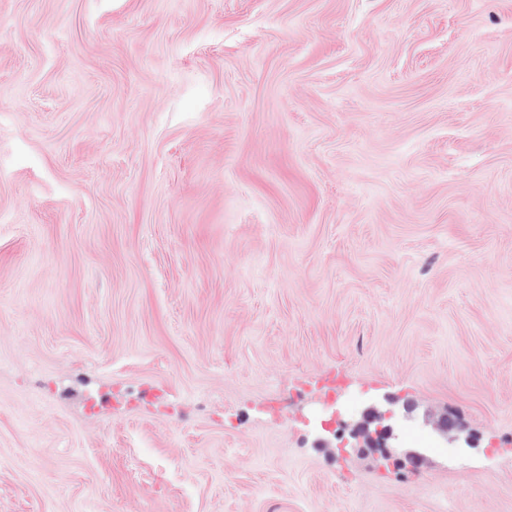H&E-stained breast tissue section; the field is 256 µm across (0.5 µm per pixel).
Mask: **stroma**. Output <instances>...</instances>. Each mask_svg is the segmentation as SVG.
<instances>
[{"instance_id": "obj_1", "label": "stroma", "mask_w": 512, "mask_h": 512, "mask_svg": "<svg viewBox=\"0 0 512 512\" xmlns=\"http://www.w3.org/2000/svg\"><path fill=\"white\" fill-rule=\"evenodd\" d=\"M0 512H512V0H0ZM394 416L393 410L382 411L375 402L369 403L361 412L351 437L358 441L357 452L364 453L365 448L381 453L386 459L392 457L389 448L390 440L396 439V434L391 425H383V421ZM362 443V444H361ZM426 423L452 448H474L475 436L468 425L457 415L445 412L435 417H427Z\"/></svg>"}]
</instances>
